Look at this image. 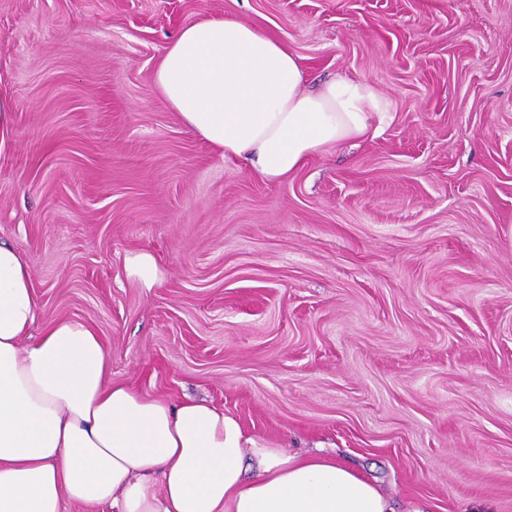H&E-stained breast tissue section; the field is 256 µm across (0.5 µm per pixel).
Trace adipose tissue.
Returning <instances> with one entry per match:
<instances>
[{"label": "adipose tissue", "mask_w": 512, "mask_h": 512, "mask_svg": "<svg viewBox=\"0 0 512 512\" xmlns=\"http://www.w3.org/2000/svg\"><path fill=\"white\" fill-rule=\"evenodd\" d=\"M153 81L186 126L265 181L385 117L363 82L339 76L306 91L292 52L222 16L182 28ZM37 317L26 257L0 242V512H391L335 458L253 436L212 401L110 381L94 329Z\"/></svg>", "instance_id": "obj_1"}]
</instances>
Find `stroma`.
Segmentation results:
<instances>
[{"label":"stroma","mask_w":512,"mask_h":512,"mask_svg":"<svg viewBox=\"0 0 512 512\" xmlns=\"http://www.w3.org/2000/svg\"><path fill=\"white\" fill-rule=\"evenodd\" d=\"M214 15L307 87L371 85L378 133L285 181L223 159L153 86ZM0 96V240L41 324L86 322L112 380L323 450L394 512H512V0H0ZM15 105L7 97L0 96V153L6 149L13 124ZM125 269L128 276L143 288H152L162 277L155 257L146 251L128 255L125 259Z\"/></svg>","instance_id":"1"}]
</instances>
